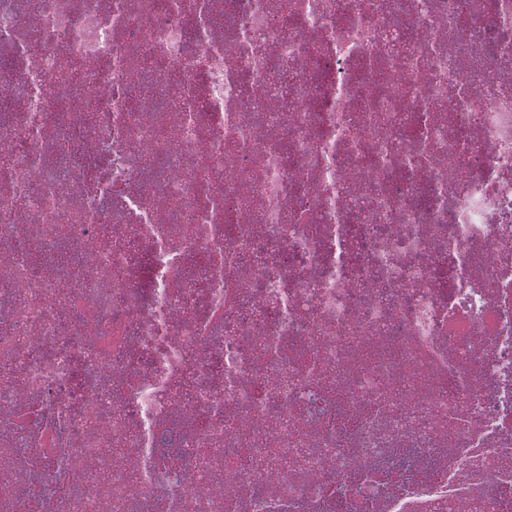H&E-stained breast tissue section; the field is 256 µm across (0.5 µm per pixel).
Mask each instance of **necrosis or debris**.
Segmentation results:
<instances>
[{
    "label": "necrosis or debris",
    "mask_w": 512,
    "mask_h": 512,
    "mask_svg": "<svg viewBox=\"0 0 512 512\" xmlns=\"http://www.w3.org/2000/svg\"><path fill=\"white\" fill-rule=\"evenodd\" d=\"M0 512H512V0H0Z\"/></svg>",
    "instance_id": "necrosis-or-debris-1"
}]
</instances>
